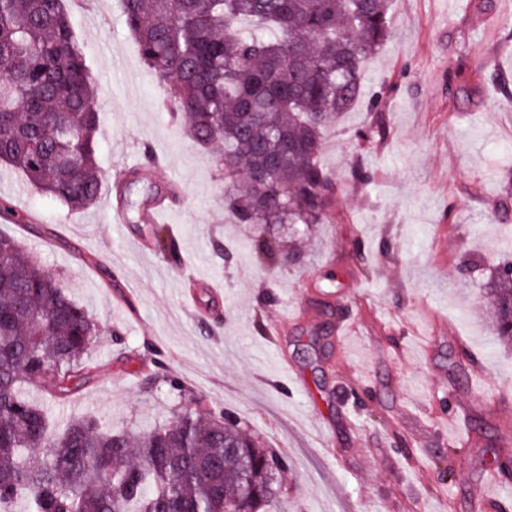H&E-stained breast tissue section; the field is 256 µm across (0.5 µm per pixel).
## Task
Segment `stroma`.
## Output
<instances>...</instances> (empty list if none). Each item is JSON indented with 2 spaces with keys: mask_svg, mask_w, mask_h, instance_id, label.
Instances as JSON below:
<instances>
[{
  "mask_svg": "<svg viewBox=\"0 0 512 512\" xmlns=\"http://www.w3.org/2000/svg\"><path fill=\"white\" fill-rule=\"evenodd\" d=\"M102 107V201L71 212L0 168L26 218L0 222L102 326L92 388L44 399L54 421L165 424L192 401L236 419L286 458L274 512H496L512 479L477 489L512 456V348L493 336L486 290L512 258V0H392V33L365 63L366 95L326 133L337 184L329 220L239 224L215 153L173 119L121 0H65ZM384 127L359 140L358 130ZM124 185V221L105 203ZM369 180H353V169ZM176 254L145 216L159 199ZM294 237L296 263L255 254ZM173 385L144 388L154 358ZM457 456H449V447ZM453 480L441 483L434 460Z\"/></svg>",
  "mask_w": 512,
  "mask_h": 512,
  "instance_id": "stroma-1",
  "label": "stroma"
}]
</instances>
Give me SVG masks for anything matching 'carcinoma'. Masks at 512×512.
I'll return each instance as SVG.
<instances>
[{"label":"carcinoma","mask_w":512,"mask_h":512,"mask_svg":"<svg viewBox=\"0 0 512 512\" xmlns=\"http://www.w3.org/2000/svg\"><path fill=\"white\" fill-rule=\"evenodd\" d=\"M140 56L187 137L218 148L242 224H323L335 182L317 157L364 96L391 34L390 0H121ZM100 106L64 0H0V165L71 209L101 196ZM276 159L273 176L255 174ZM487 295L512 341V263ZM101 329L63 285L0 237V512H261L281 457L206 410L137 435L95 417L55 426L26 390L65 399L94 379Z\"/></svg>","instance_id":"cac0c4a2"}]
</instances>
